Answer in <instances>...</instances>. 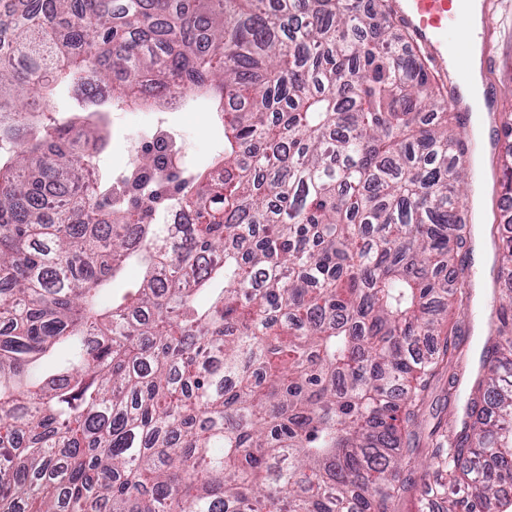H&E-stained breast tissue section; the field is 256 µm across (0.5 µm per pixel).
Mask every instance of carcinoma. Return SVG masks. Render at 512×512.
Wrapping results in <instances>:
<instances>
[{"mask_svg":"<svg viewBox=\"0 0 512 512\" xmlns=\"http://www.w3.org/2000/svg\"><path fill=\"white\" fill-rule=\"evenodd\" d=\"M0 23V512H465L512 499V289L424 430L472 296L460 117L391 0H12ZM81 125L19 106L60 86ZM219 99L224 179H103L101 107ZM191 224H160L156 205ZM142 284L101 292L130 259ZM493 289L512 280L496 244Z\"/></svg>","mask_w":512,"mask_h":512,"instance_id":"carcinoma-1","label":"carcinoma"}]
</instances>
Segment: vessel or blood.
<instances>
[{
	"mask_svg": "<svg viewBox=\"0 0 512 512\" xmlns=\"http://www.w3.org/2000/svg\"><path fill=\"white\" fill-rule=\"evenodd\" d=\"M459 0H396L395 16L417 45L434 62L436 73L448 87V101L462 116L490 107L488 98L463 100L459 91L467 78L460 46L479 38L471 19L458 6Z\"/></svg>",
	"mask_w": 512,
	"mask_h": 512,
	"instance_id": "vessel-or-blood-1",
	"label": "vessel or blood"
}]
</instances>
